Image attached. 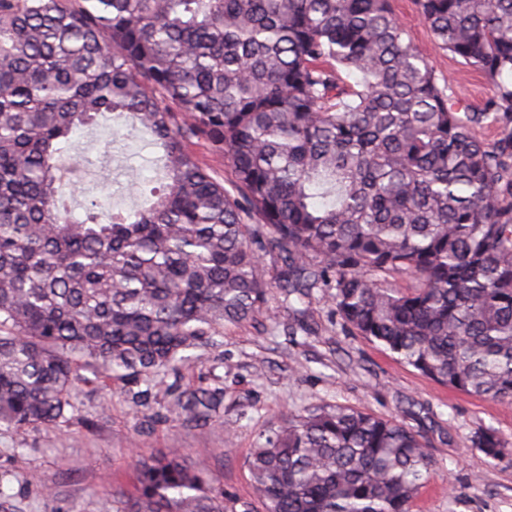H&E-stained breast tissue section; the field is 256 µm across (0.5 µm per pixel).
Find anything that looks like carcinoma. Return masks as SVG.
I'll list each match as a JSON object with an SVG mask.
<instances>
[{
  "label": "carcinoma",
  "instance_id": "cac0c4a2",
  "mask_svg": "<svg viewBox=\"0 0 512 512\" xmlns=\"http://www.w3.org/2000/svg\"><path fill=\"white\" fill-rule=\"evenodd\" d=\"M419 4L482 74L480 108L389 0H0V425L56 427L83 370L150 379L261 314L259 236L298 325L323 288L426 378L512 402V0ZM105 112L151 131L164 186L75 223L58 173ZM193 139L224 152L232 190ZM154 388L178 418L220 404ZM473 443L504 446L491 428ZM180 457L140 462L128 512H250ZM247 466L265 512H409L432 459L398 421L325 405L288 413Z\"/></svg>",
  "mask_w": 512,
  "mask_h": 512
}]
</instances>
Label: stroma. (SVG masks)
<instances>
[{"instance_id":"obj_1","label":"stroma","mask_w":512,"mask_h":512,"mask_svg":"<svg viewBox=\"0 0 512 512\" xmlns=\"http://www.w3.org/2000/svg\"><path fill=\"white\" fill-rule=\"evenodd\" d=\"M407 41L426 54L439 81L466 103L481 105L489 89L471 66L442 49L416 0H391ZM125 115L105 113L75 134L71 180L61 191L73 220L91 202L116 211L148 206L163 177L160 149L149 130H131ZM269 281L267 310L255 320L225 323L210 346L192 350L185 365L160 372L175 389L224 390L223 408L204 421L169 417L150 382L90 380L74 394L69 419L55 428L0 426V512H99L107 491L115 512L133 502L138 459L165 448L182 451L188 468L204 469L225 495L252 501L246 459L294 410L343 404L397 420L423 437L435 466L410 512H512V403L461 393L419 374L379 344L352 334L324 291L307 312L313 333L290 341L292 315L279 302L275 261L262 257ZM144 406L136 408L133 398ZM505 445L487 458L473 444L482 430Z\"/></svg>"}]
</instances>
